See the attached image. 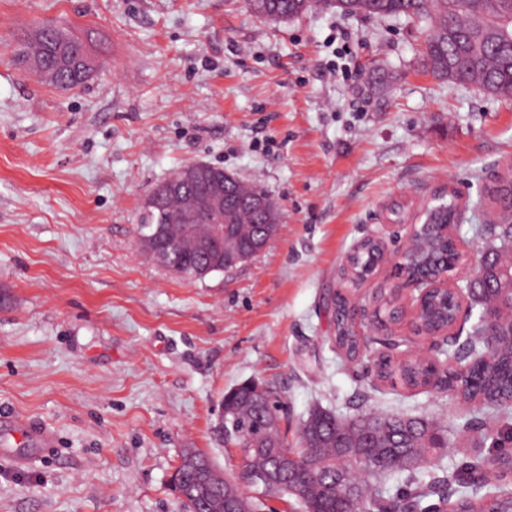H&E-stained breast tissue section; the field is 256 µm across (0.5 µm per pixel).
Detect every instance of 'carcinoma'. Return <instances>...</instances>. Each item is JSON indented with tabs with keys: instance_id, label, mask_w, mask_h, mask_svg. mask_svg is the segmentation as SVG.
<instances>
[{
	"instance_id": "cac0c4a2",
	"label": "carcinoma",
	"mask_w": 512,
	"mask_h": 512,
	"mask_svg": "<svg viewBox=\"0 0 512 512\" xmlns=\"http://www.w3.org/2000/svg\"><path fill=\"white\" fill-rule=\"evenodd\" d=\"M489 0H246L256 16L284 20L312 8L332 9L344 15L376 17L404 16L429 25V34L422 51L426 70L439 80L456 81L476 86L504 100H512V0H496V7L485 8ZM40 33L24 46L25 62L49 85L71 88L84 83L95 70L91 65L79 74L62 64L59 50L67 46L86 49L85 43L73 33L49 23L36 26ZM225 176L230 182L228 195L238 204L260 193V189L240 183L223 168L209 167V172L182 189L168 195L158 194L154 215L142 214V224H163V241L168 246L166 267L179 275L191 269L208 266L214 273L224 272V248L200 255L184 248L177 240L181 232L178 214L191 204L193 197L207 191L214 178ZM487 194L496 209L495 217L479 225L485 240L482 274L475 288L482 301L480 312L471 325L469 335L477 338L492 334V360L473 367L466 377L451 369L444 372L448 390L461 402L471 405L479 415L481 427L493 429L512 416V315L507 300L512 294V280L505 269L506 258L512 254V167L506 169ZM425 219L416 229L414 254L416 272L434 275L445 267L452 255V246L440 233V226L458 218L457 202L450 195H439L424 211ZM277 226L253 214L250 223L241 225L239 250L252 252L268 245ZM382 250L378 242L359 246L351 277L360 280L369 275ZM455 301L442 292L431 293L418 317V329L433 332L449 325L455 318ZM336 343L345 356H358L360 342L346 314V300L338 298L336 311ZM379 378L395 385L425 386L434 369L419 358L394 362L382 358L377 363ZM224 422L219 426L226 441L240 444L256 439L264 447L249 455L246 466L251 471L272 472L281 469L279 446L284 444L278 427L265 423L268 414L277 412L278 397L259 382L243 383L224 394ZM466 431L456 429L448 436V425L438 420L401 417L365 411L342 419L321 407L309 410L299 428L298 459L307 463V470H294L288 477L296 491L291 493L302 512H344L345 504L336 488V477L360 486L365 493L357 505L360 512H403L407 508L422 509V502L433 495L443 505L440 512H475L477 503L467 493L446 495L450 478L424 481L429 464L436 461L451 444L465 445ZM501 461L477 457L466 465V475L481 472L490 466L494 478L501 480L509 467V454H499ZM175 490L180 492L185 512H213L216 500L224 498V480L220 470L207 455L197 452L192 461L181 460ZM394 478L403 480L396 493L388 491ZM492 507L495 512H512V487H495Z\"/></svg>"
}]
</instances>
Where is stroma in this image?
I'll use <instances>...</instances> for the list:
<instances>
[{
	"label": "stroma",
	"instance_id": "35a3bbf8",
	"mask_svg": "<svg viewBox=\"0 0 512 512\" xmlns=\"http://www.w3.org/2000/svg\"><path fill=\"white\" fill-rule=\"evenodd\" d=\"M39 22L84 39L100 66L83 85L16 64ZM427 33L325 9L269 21L244 0H0V413L57 435L28 467L0 461V512H182L185 449L238 474L216 427L225 392L250 380L277 393L291 446L315 406L466 421L447 392L371 370L410 333L371 322L391 263L357 291L344 278L364 237L401 253L443 184L471 262L483 251L512 101L426 74ZM199 161L260 186L283 217L257 256L194 280L135 228L157 185ZM338 292L367 338L354 361L333 342Z\"/></svg>",
	"mask_w": 512,
	"mask_h": 512
}]
</instances>
